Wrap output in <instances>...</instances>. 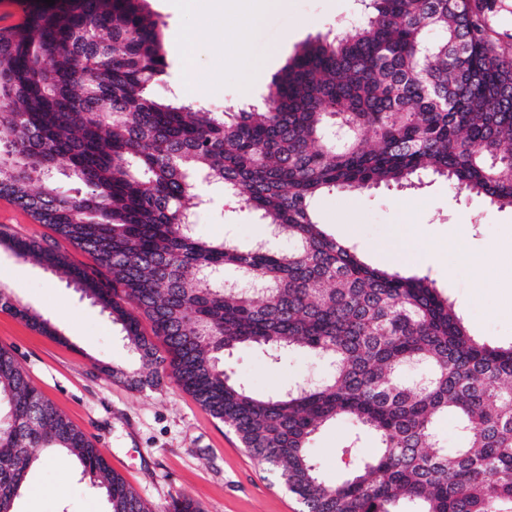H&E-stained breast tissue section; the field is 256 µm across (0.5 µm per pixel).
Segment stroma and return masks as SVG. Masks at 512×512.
<instances>
[{
	"label": "stroma",
	"instance_id": "35a3bbf8",
	"mask_svg": "<svg viewBox=\"0 0 512 512\" xmlns=\"http://www.w3.org/2000/svg\"><path fill=\"white\" fill-rule=\"evenodd\" d=\"M161 18L168 64L156 94L182 98L196 109L235 112L257 103L271 78L307 41L335 34L364 21L362 0H287L247 32L250 52L262 73L244 84L243 66L225 60L218 43L239 31L234 11L210 27L199 15L210 10L201 0L198 12L184 11L180 0H147ZM194 37L196 63L206 91L182 96L181 46ZM197 220L198 232L210 239L231 236L248 243L264 237L265 227L222 188L209 187ZM324 229L353 246L366 262L389 266V255L401 253V270L426 275L454 302L471 334L493 346L512 344V290L480 283L467 270L449 272L447 260L428 259L435 244L446 241L455 225H466L471 250L484 254L491 246L512 247V210L485 198L457 192L446 179L428 177L416 188L380 187L361 193L331 190L313 202ZM0 232L11 239L55 243L68 262L96 270L94 258L64 241L50 228L7 198L0 197ZM30 310L50 319L56 330L47 336L0 306V345L11 348L30 382L85 431L112 468L144 499L165 506L187 495L204 512H300V504L264 466L253 460L235 435L188 393L167 382L137 391L112 378L113 366L128 367L131 353L107 314L53 272L16 258L0 244V286ZM234 377L260 394L302 380L321 377L325 364L300 349L271 362L259 349H240L226 359ZM351 439L347 423H331L314 441L315 455L328 480L343 478L352 457L342 450ZM18 512H105L101 498L82 479L74 463L57 458L32 468Z\"/></svg>",
	"mask_w": 512,
	"mask_h": 512
}]
</instances>
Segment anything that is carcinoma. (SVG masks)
<instances>
[{
    "instance_id": "obj_1",
    "label": "carcinoma",
    "mask_w": 512,
    "mask_h": 512,
    "mask_svg": "<svg viewBox=\"0 0 512 512\" xmlns=\"http://www.w3.org/2000/svg\"><path fill=\"white\" fill-rule=\"evenodd\" d=\"M368 8L364 22L304 44L259 108L218 113L154 93L166 62L147 0H31L0 30V197L102 272L39 240L8 246L120 326L138 366L112 377L139 391L171 379L305 512H512V344L477 340L429 276L368 264L312 210L325 191L423 175L512 209V56L491 39V0ZM60 161L84 191H60ZM205 184L293 248L200 236ZM246 347L274 360L306 349L331 370L258 394L224 368ZM448 415L457 448L437 435ZM339 420L354 432L344 452L357 454L363 434L377 446L330 481L311 443ZM59 457L76 461L106 512H156L0 346V512H18L28 472ZM164 512L203 508L180 496ZM55 246L59 249L60 252L65 254L68 262L71 265L82 269H86L88 271L99 269L94 258L90 254L83 252L79 249H76L69 245L68 243L59 239L57 240ZM99 270L102 271V269Z\"/></svg>"
}]
</instances>
